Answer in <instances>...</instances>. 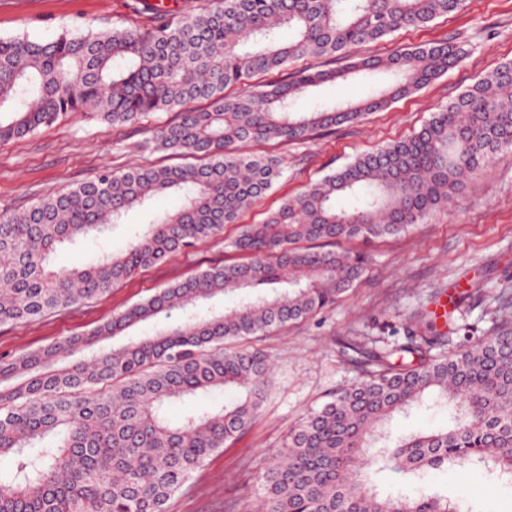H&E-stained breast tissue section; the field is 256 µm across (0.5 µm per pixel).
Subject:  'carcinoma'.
Returning a JSON list of instances; mask_svg holds the SVG:
<instances>
[{
    "mask_svg": "<svg viewBox=\"0 0 512 512\" xmlns=\"http://www.w3.org/2000/svg\"><path fill=\"white\" fill-rule=\"evenodd\" d=\"M464 0H201L191 12L51 41L0 38V141L32 134L74 112L114 126L155 112L176 118L148 149L195 164L135 166L47 195L0 217V324L40 318L109 292L137 270L223 233L264 198L284 159L253 143L298 142L357 122L456 65L450 43L386 58L353 50L426 26ZM290 38L283 40L282 31ZM305 58L343 60L252 85ZM337 78L371 86L357 102H327ZM234 88L235 94L226 90ZM307 96L308 112L293 110ZM512 148V63L439 107L409 137L360 154L244 224L231 247L247 255L157 290L85 336L0 361V512H168L169 501L213 453L259 417L271 363L245 346L332 307L357 287L362 253L317 243H367L405 234L462 192L492 156ZM157 212L119 253L66 271L56 249L104 233L158 195ZM238 301L221 311L214 300ZM398 344L343 343L357 377L288 430L260 476L259 512H474L438 492L377 491L385 469L420 482L432 470L477 469L512 482V321L465 349L445 350L447 325L420 310ZM153 335L97 347L139 323ZM234 390L238 397L174 424L171 401ZM431 403L448 425L389 446L388 424Z\"/></svg>",
    "mask_w": 512,
    "mask_h": 512,
    "instance_id": "1",
    "label": "carcinoma"
}]
</instances>
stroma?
<instances>
[{
    "instance_id": "35a3bbf8",
    "label": "stroma",
    "mask_w": 512,
    "mask_h": 512,
    "mask_svg": "<svg viewBox=\"0 0 512 512\" xmlns=\"http://www.w3.org/2000/svg\"><path fill=\"white\" fill-rule=\"evenodd\" d=\"M151 19L145 0H0V38L50 40L66 30L80 33L90 26L142 25ZM441 41L465 50L445 74L360 122L304 142L251 145V152L283 157L285 171L276 190L244 212L239 223L225 225L216 239L139 270L97 300L37 321L0 325V360L89 333L160 288L209 266L240 261L241 253L230 243L241 225L261 223L284 198L356 155L408 137L438 107L512 61V0H466L459 11L424 27L398 31L356 49L354 55L385 57ZM169 119V113L158 112L146 123L115 128L74 115L26 137L0 142V215L20 211L107 169L182 164L181 156L142 148L149 128ZM179 203L178 196H158L150 207L131 211L112 233L60 246L52 265L67 270L101 252L120 251L130 233L154 212L174 209ZM336 248L368 255L361 282L333 308L258 338L257 347L272 362L271 389L260 417L246 434L192 474L171 501L169 512H225L229 503L238 504V512H257L261 469L289 428L356 376L339 348L341 339L366 336L388 344L402 342L416 309L430 304L436 313H449L453 322L448 351H458L493 332L498 297L512 294V150L497 152L470 187L410 234L371 245L342 241ZM421 488L465 499L475 512H512V485L492 483L480 471H433Z\"/></svg>"
}]
</instances>
